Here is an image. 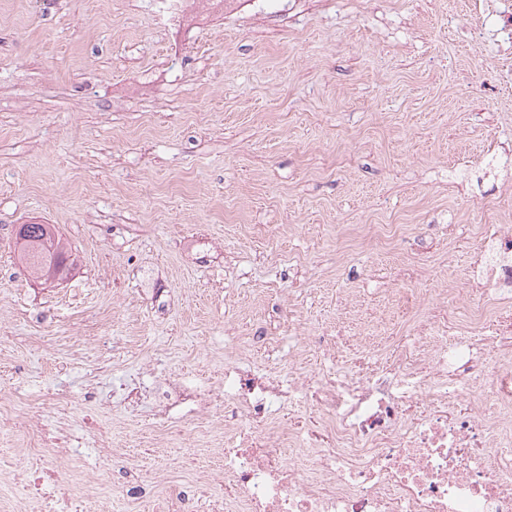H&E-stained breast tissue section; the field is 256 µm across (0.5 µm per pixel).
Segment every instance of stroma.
I'll list each match as a JSON object with an SVG mask.
<instances>
[{
  "mask_svg": "<svg viewBox=\"0 0 512 512\" xmlns=\"http://www.w3.org/2000/svg\"><path fill=\"white\" fill-rule=\"evenodd\" d=\"M508 10L244 0L172 30L158 0H0V396L72 400L76 512L129 488L84 439L88 412L163 479L182 464L154 433L158 388L208 383L228 354L274 367L288 315L370 366L425 313L457 332L448 289L512 305L481 259L512 224ZM20 224L56 226L67 278L29 275ZM382 224L389 244L361 232Z\"/></svg>",
  "mask_w": 512,
  "mask_h": 512,
  "instance_id": "35a3bbf8",
  "label": "stroma"
}]
</instances>
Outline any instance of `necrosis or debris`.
<instances>
[{"mask_svg": "<svg viewBox=\"0 0 512 512\" xmlns=\"http://www.w3.org/2000/svg\"><path fill=\"white\" fill-rule=\"evenodd\" d=\"M230 0H161L167 24L206 21ZM487 263L491 283L512 288V225H496ZM466 336L438 344L423 341L401 350L379 371L340 367L335 376L297 377L296 352L281 363L288 380L254 377L233 360L224 363V388L198 390L175 379L158 394L154 427L159 437H206L223 415L221 466L183 453L185 478L148 480L133 459L112 455L108 431L96 433L105 466L121 465L136 479L125 512L142 500L157 512H512V343L489 346L474 356L471 335L493 317L491 309H467ZM309 403L315 430L281 425L271 407ZM67 421L72 402L50 393L29 400V444L22 455L0 463V512H26L43 502L65 512L66 500L44 495L46 483L74 489L77 466L59 463L39 425L46 408Z\"/></svg>", "mask_w": 512, "mask_h": 512, "instance_id": "4bbe7bcc", "label": "necrosis or debris"}]
</instances>
